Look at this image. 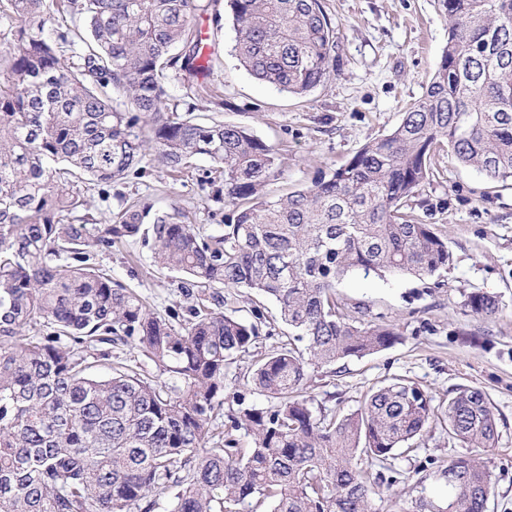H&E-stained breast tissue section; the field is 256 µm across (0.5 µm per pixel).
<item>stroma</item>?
<instances>
[{
    "mask_svg": "<svg viewBox=\"0 0 512 512\" xmlns=\"http://www.w3.org/2000/svg\"><path fill=\"white\" fill-rule=\"evenodd\" d=\"M198 19L210 35L217 94H205L182 76L164 83L168 105L239 124L271 145L278 173L270 195L311 184L319 171L346 163L369 139L389 133L406 107L419 99L448 41V21L436 0H322L336 24L341 74L308 96L294 97L253 77L237 60L235 30L224 0H205ZM433 174L413 199L424 223L447 239L453 262L441 285L412 277L353 272L336 286L349 308L395 328L399 340L380 352L346 361L341 373L318 380L317 403L330 413L347 415L360 408L366 393L381 382L400 377L423 388L436 406L448 404L460 386L483 390L498 418L495 447L475 455L492 473L494 492L488 512H512V182L494 181L457 165L447 151L432 159ZM172 173L155 156L147 172L129 177L110 195L91 188V211L107 223L119 196L162 209L177 208L208 235L224 232L229 209L223 196L201 180L208 169ZM151 250L141 239L98 252V262L112 277L136 289L151 308L182 310L187 301L179 275L150 265ZM474 291L497 296L502 312L488 321L464 311ZM261 309L271 323L259 347L268 351L288 336L276 321V303L245 289L224 293L225 314L249 321ZM442 426L424 434L416 451L399 454L388 464L404 481L376 487L373 512H414L415 501L447 496L450 459L463 455Z\"/></svg>",
    "mask_w": 512,
    "mask_h": 512,
    "instance_id": "stroma-1",
    "label": "stroma"
}]
</instances>
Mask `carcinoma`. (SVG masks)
Here are the masks:
<instances>
[{
    "label": "carcinoma",
    "instance_id": "obj_1",
    "mask_svg": "<svg viewBox=\"0 0 512 512\" xmlns=\"http://www.w3.org/2000/svg\"><path fill=\"white\" fill-rule=\"evenodd\" d=\"M448 42L423 95L388 134L368 140L311 186L269 197L274 149L248 129L163 102L169 71L213 74L195 19L201 0H0V512H371L381 463L434 421L464 448H493L496 408L458 387L438 411L416 383L369 390L356 412L314 405L315 372L390 347L394 328L355 317L336 298L347 273L441 277L446 239L413 215L433 153L492 180H512V0H437ZM235 53L256 79L304 97L338 75L336 24L320 0H227ZM71 24L52 37L51 13ZM173 171L208 159L224 186V234L205 236L178 209L121 204L98 224L81 184L146 172L150 152ZM159 270L185 276L188 316H162L95 263L139 235ZM272 298L288 341L225 380L261 336L224 314L223 289ZM464 310L495 319L496 297ZM134 347L167 380L113 354ZM100 362L106 377L93 374ZM244 430L250 445H240ZM446 504L417 512H486L492 475L479 459L448 463Z\"/></svg>",
    "mask_w": 512,
    "mask_h": 512
}]
</instances>
